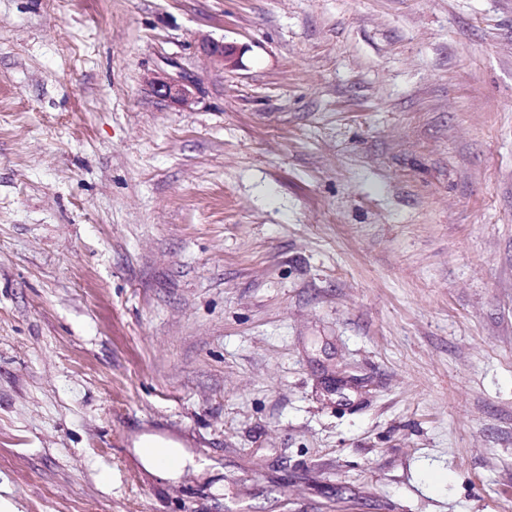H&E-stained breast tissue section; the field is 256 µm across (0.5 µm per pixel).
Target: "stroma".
<instances>
[{
    "mask_svg": "<svg viewBox=\"0 0 512 512\" xmlns=\"http://www.w3.org/2000/svg\"><path fill=\"white\" fill-rule=\"evenodd\" d=\"M0 500L512 512V0H0ZM208 56L224 69L225 66L237 67L239 65V55L237 48L233 45L224 43H210L206 50ZM149 86L159 98L181 107L195 103L199 93L195 81L182 75L158 73L150 79ZM134 451L147 470L171 481H178L186 468L198 466L191 451L159 434H142Z\"/></svg>",
    "mask_w": 512,
    "mask_h": 512,
    "instance_id": "stroma-1",
    "label": "stroma"
}]
</instances>
